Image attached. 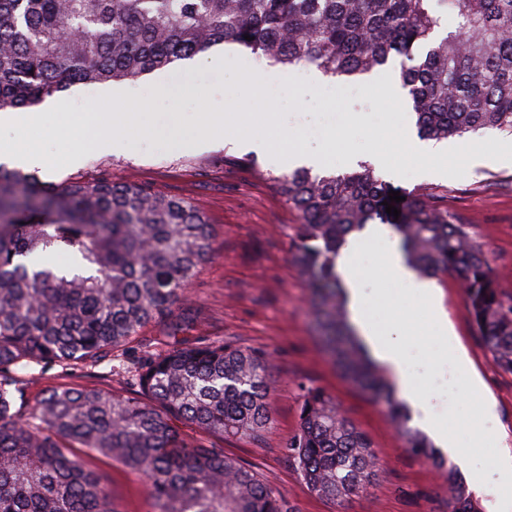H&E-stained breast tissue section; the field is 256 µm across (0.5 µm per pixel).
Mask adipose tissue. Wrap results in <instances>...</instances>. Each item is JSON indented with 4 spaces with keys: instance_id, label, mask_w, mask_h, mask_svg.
<instances>
[{
    "instance_id": "obj_1",
    "label": "adipose tissue",
    "mask_w": 512,
    "mask_h": 512,
    "mask_svg": "<svg viewBox=\"0 0 512 512\" xmlns=\"http://www.w3.org/2000/svg\"><path fill=\"white\" fill-rule=\"evenodd\" d=\"M138 118L139 115L135 112H125L119 116L109 112L102 113L95 120L98 133L93 140L94 148L102 153L131 148V141L124 136L123 125ZM83 153L84 142L79 138L71 139L58 153L36 142H26L4 151L6 160L40 169L78 164ZM363 246V240L354 235L350 236L338 259V269L347 288L350 308L357 328L374 357L395 374L403 398L420 411L423 424L434 435L437 442L448 449H455L456 444L452 440L447 425L431 413L426 396L414 387L404 369V345L412 334V306L418 305L427 309L432 315L439 336L457 344V362L468 380L471 397L480 420H494L496 401L484 392L479 373L472 365L465 348L459 347V338L448 320V314L441 305L433 283L417 278L405 265L399 250L393 245L389 246L381 256L379 268L384 277L406 285L410 294V304L398 309L392 315L391 333L381 334L368 328L365 322L367 297L363 288L365 273L353 263L354 257Z\"/></svg>"
}]
</instances>
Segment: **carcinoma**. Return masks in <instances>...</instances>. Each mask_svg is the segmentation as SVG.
<instances>
[{"mask_svg": "<svg viewBox=\"0 0 512 512\" xmlns=\"http://www.w3.org/2000/svg\"><path fill=\"white\" fill-rule=\"evenodd\" d=\"M222 43L336 79L391 67L425 141L512 133V0H0V110L77 82L135 80ZM273 181L297 212L293 258L337 370L440 475L448 512H481L350 322L336 259L350 234L387 221L390 186L368 165ZM391 205L406 265L458 279L476 336L512 373V294L468 225L436 194ZM212 251V225L183 198L106 178L58 185L0 164V512H119L90 455L137 472L155 512H297L272 481L179 427L262 442L274 424L271 351H134L150 323L182 330L172 308ZM73 364H105L142 397L62 387L25 401L28 370ZM298 389L289 465L319 498L363 496L380 466L371 438L327 391Z\"/></svg>", "mask_w": 512, "mask_h": 512, "instance_id": "cac0c4a2", "label": "carcinoma"}]
</instances>
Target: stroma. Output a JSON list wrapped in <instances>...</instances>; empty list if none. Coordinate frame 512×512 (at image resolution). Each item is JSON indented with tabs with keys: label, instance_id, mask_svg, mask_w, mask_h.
<instances>
[{
	"label": "stroma",
	"instance_id": "obj_1",
	"mask_svg": "<svg viewBox=\"0 0 512 512\" xmlns=\"http://www.w3.org/2000/svg\"><path fill=\"white\" fill-rule=\"evenodd\" d=\"M215 53L224 56L223 68L211 66ZM245 57L236 46L225 44L214 52L197 54L191 62L178 61L134 81L73 84L43 99V106L50 110L46 127L2 131L0 147L19 137L42 140L51 131L62 140L73 131L91 138L82 118L111 111L113 96H125L141 113L140 123L128 130L137 143L134 150L103 154L90 146L79 164L43 170L39 176L57 184L102 175L120 183L145 184L157 193L191 201L212 225L213 253L199 266L188 298L174 307L175 313L190 317L183 336L189 342L231 340L261 346L276 355L271 378L272 430L259 445L225 440V453L267 476L299 512H337L334 502L311 494L281 451L296 425L297 383L304 380L336 398L345 414L371 437L381 460L375 485L350 503L347 512H441L444 492L429 465L404 448L383 409L349 384L321 348L310 310L311 292L291 256L298 218L271 177L287 170L278 155L298 150L323 155L330 170L344 172L367 164L399 190L445 195L449 210L469 225L488 250L497 282L511 293L512 166L491 163L470 170L452 162L447 176L420 178L410 147L394 140L395 133L413 131L415 114L409 105L390 102L376 89L379 81L389 79V72L359 79L361 95L337 102L340 121L325 127L318 87L306 83L301 98L269 103L261 86L247 82L248 72L276 74L289 83L293 71L264 58L253 60L245 71L240 67ZM215 112L223 113L225 127L269 139V148L233 149L219 137L182 150L171 148V138L204 128ZM316 125L321 128L319 136L309 137L307 127ZM357 262L366 271L368 319L376 330H386L390 310L404 302L405 289L378 275L376 251L360 252ZM435 284L449 321L497 401L496 421L482 429L472 424L475 405L463 396L465 379L459 368L448 365L456 349L437 336L426 311L414 313V336L405 350V367L433 411L447 420L458 448L468 453L469 463L459 473L469 491L483 512H499L497 497L487 488L501 480L494 468L498 433L512 434V374L500 371L478 344L455 278L442 275ZM77 385L121 396L133 392L124 378L110 374L105 365L35 368L24 380L30 403L48 390ZM89 463L110 474L119 512H153L141 477L102 457L90 458Z\"/></svg>",
	"mask_w": 512,
	"mask_h": 512
}]
</instances>
